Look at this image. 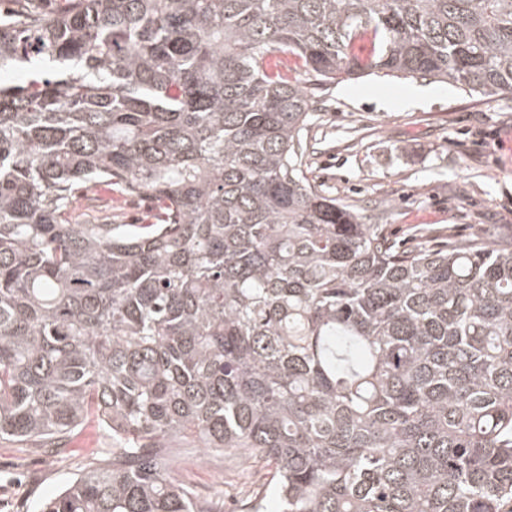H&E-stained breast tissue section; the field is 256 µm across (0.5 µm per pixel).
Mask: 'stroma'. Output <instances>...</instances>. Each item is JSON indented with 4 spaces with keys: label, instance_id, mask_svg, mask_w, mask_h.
Segmentation results:
<instances>
[{
    "label": "stroma",
    "instance_id": "1",
    "mask_svg": "<svg viewBox=\"0 0 512 512\" xmlns=\"http://www.w3.org/2000/svg\"><path fill=\"white\" fill-rule=\"evenodd\" d=\"M422 84L370 75L318 87L305 131L309 178L407 247L512 237V93L471 96L434 83L408 102ZM93 464L72 448L0 440V512H39ZM178 473L223 496L224 512H250L261 496L279 512L262 460L184 448Z\"/></svg>",
    "mask_w": 512,
    "mask_h": 512
}]
</instances>
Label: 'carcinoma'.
I'll return each instance as SVG.
<instances>
[{"label":"carcinoma","instance_id":"obj_1","mask_svg":"<svg viewBox=\"0 0 512 512\" xmlns=\"http://www.w3.org/2000/svg\"><path fill=\"white\" fill-rule=\"evenodd\" d=\"M16 64L0 439H112L39 512H224L174 448L264 460L281 512H512V240L399 250L302 146L314 85L512 93V0H65L0 15ZM151 214L148 200L139 196L120 198L112 208V222L114 224H145Z\"/></svg>","mask_w":512,"mask_h":512}]
</instances>
